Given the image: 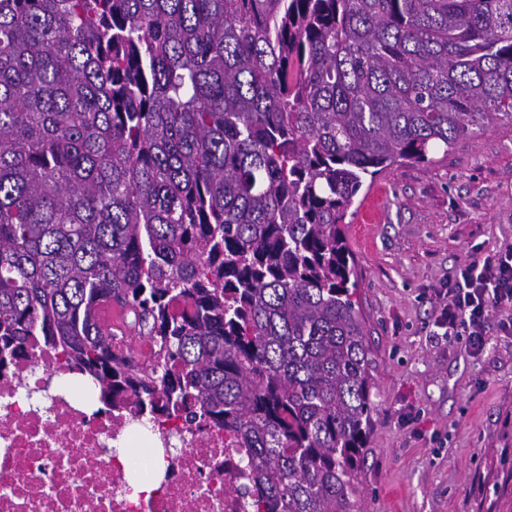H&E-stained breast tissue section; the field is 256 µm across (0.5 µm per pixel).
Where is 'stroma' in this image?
Segmentation results:
<instances>
[{"instance_id":"obj_1","label":"stroma","mask_w":512,"mask_h":512,"mask_svg":"<svg viewBox=\"0 0 512 512\" xmlns=\"http://www.w3.org/2000/svg\"><path fill=\"white\" fill-rule=\"evenodd\" d=\"M357 204L377 222L353 248L378 411L360 512H512V335L485 349L435 336L433 291L461 263L512 246V123L460 139L432 163L378 175Z\"/></svg>"}]
</instances>
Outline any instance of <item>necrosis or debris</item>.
I'll list each match as a JSON object with an SVG mask.
<instances>
[{"label": "necrosis or debris", "mask_w": 512, "mask_h": 512, "mask_svg": "<svg viewBox=\"0 0 512 512\" xmlns=\"http://www.w3.org/2000/svg\"><path fill=\"white\" fill-rule=\"evenodd\" d=\"M47 349L0 371V512H253L223 430L141 429Z\"/></svg>", "instance_id": "4bbe7bcc"}]
</instances>
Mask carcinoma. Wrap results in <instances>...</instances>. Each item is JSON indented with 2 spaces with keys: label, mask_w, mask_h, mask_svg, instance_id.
Segmentation results:
<instances>
[{
  "label": "carcinoma",
  "mask_w": 512,
  "mask_h": 512,
  "mask_svg": "<svg viewBox=\"0 0 512 512\" xmlns=\"http://www.w3.org/2000/svg\"><path fill=\"white\" fill-rule=\"evenodd\" d=\"M503 119L512 0H0V366L51 349L109 411L224 428L256 512H356L345 218ZM117 310L112 307V303L105 306L100 317V326L102 330L112 336H115V343L122 348L130 347L134 341V336L130 330L120 321ZM120 333V334H117Z\"/></svg>",
  "instance_id": "carcinoma-1"
}]
</instances>
